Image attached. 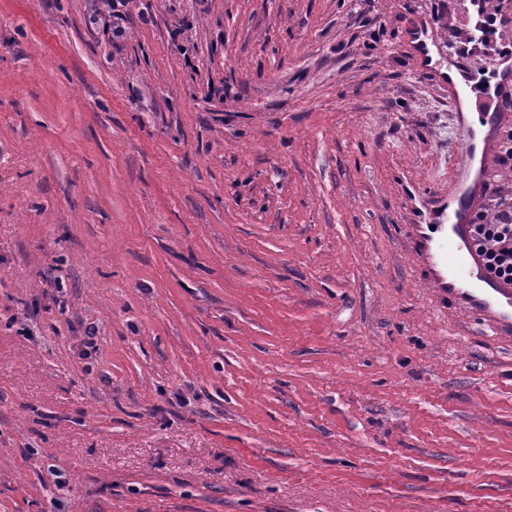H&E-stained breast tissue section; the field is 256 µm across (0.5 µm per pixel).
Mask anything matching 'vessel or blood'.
<instances>
[{"mask_svg": "<svg viewBox=\"0 0 512 512\" xmlns=\"http://www.w3.org/2000/svg\"><path fill=\"white\" fill-rule=\"evenodd\" d=\"M433 43L425 29L413 27L412 48L419 56L423 73L437 67ZM462 78L471 90L487 99H497L512 90V56L500 59L494 81L462 70ZM483 170L465 160L458 178L448 189V203L441 210V221L435 227L437 245L429 259L432 281L440 292L462 308L490 311L492 301L504 299L508 309L496 315L489 326L499 331L512 324V285L487 277L481 258L470 246L471 224L480 198Z\"/></svg>", "mask_w": 512, "mask_h": 512, "instance_id": "b4317fda", "label": "vessel or blood"}]
</instances>
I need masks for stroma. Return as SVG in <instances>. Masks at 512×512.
Returning <instances> with one entry per match:
<instances>
[{
  "label": "stroma",
  "mask_w": 512,
  "mask_h": 512,
  "mask_svg": "<svg viewBox=\"0 0 512 512\" xmlns=\"http://www.w3.org/2000/svg\"><path fill=\"white\" fill-rule=\"evenodd\" d=\"M150 2L0 0V512H512L423 248L462 0ZM412 48L419 56L424 74H431L436 69L438 61L434 59L433 49L434 42L429 38L425 29L415 25H411Z\"/></svg>",
  "instance_id": "obj_1"
}]
</instances>
